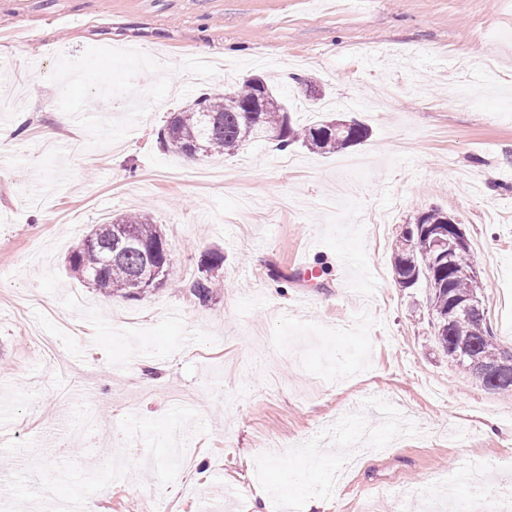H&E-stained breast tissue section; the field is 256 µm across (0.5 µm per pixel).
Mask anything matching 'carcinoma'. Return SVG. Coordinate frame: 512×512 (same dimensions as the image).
<instances>
[{
  "instance_id": "obj_1",
  "label": "carcinoma",
  "mask_w": 512,
  "mask_h": 512,
  "mask_svg": "<svg viewBox=\"0 0 512 512\" xmlns=\"http://www.w3.org/2000/svg\"><path fill=\"white\" fill-rule=\"evenodd\" d=\"M267 94L258 112L245 111V105ZM369 130L357 120L338 126L334 119H322L311 125L297 124L288 107V95L277 86L256 76L241 84L224 87L220 93L204 94L179 112H172L159 133L160 146L186 153L191 149L204 156L238 153L247 145L271 140L277 150L301 146L330 154L356 145L367 138ZM132 229L143 248L113 251L117 233ZM452 236L454 225L448 213L428 209L406 224L392 249L397 283L413 288L425 282L428 288L426 311L431 316L434 336L448 362L471 374L487 390L512 393V372L495 373L486 367L497 363L512 351L499 347L487 322L485 306L470 312L462 303L471 295L473 282L468 273L476 270V261L468 244L445 255L433 247L434 230ZM169 250L162 231L143 213L123 214L107 224H98L71 252L70 271L89 288L113 297L135 298L145 293L138 287L150 268L158 269L159 287L171 285L166 273ZM224 255L213 250L204 255L200 275L184 283L201 304L214 297L217 283L213 270L222 267Z\"/></svg>"
}]
</instances>
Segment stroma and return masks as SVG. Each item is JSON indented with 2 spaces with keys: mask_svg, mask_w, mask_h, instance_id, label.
I'll list each match as a JSON object with an SVG mask.
<instances>
[{
  "mask_svg": "<svg viewBox=\"0 0 512 512\" xmlns=\"http://www.w3.org/2000/svg\"><path fill=\"white\" fill-rule=\"evenodd\" d=\"M91 66L138 110L93 111ZM251 74L316 80L296 121L335 102L368 139L161 149L171 112ZM0 95V512H431L463 472L512 488V397L450 366L391 260L448 210L512 349V0H0ZM140 211L175 280L223 253L212 302L70 273Z\"/></svg>",
  "mask_w": 512,
  "mask_h": 512,
  "instance_id": "obj_1",
  "label": "stroma"
}]
</instances>
